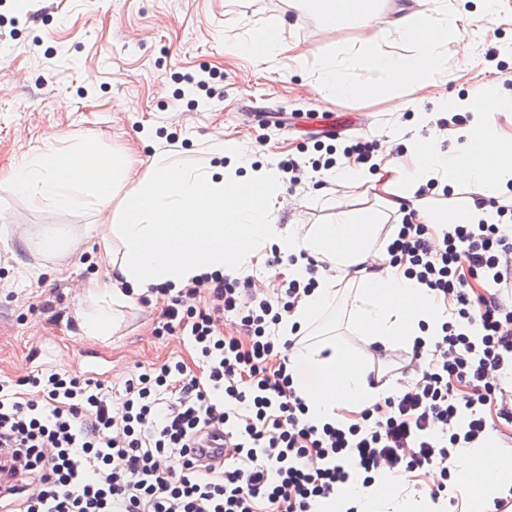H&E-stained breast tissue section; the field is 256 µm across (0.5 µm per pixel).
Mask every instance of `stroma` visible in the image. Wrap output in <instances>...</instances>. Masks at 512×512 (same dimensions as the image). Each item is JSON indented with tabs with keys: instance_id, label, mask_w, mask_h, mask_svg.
Instances as JSON below:
<instances>
[{
	"instance_id": "stroma-1",
	"label": "stroma",
	"mask_w": 512,
	"mask_h": 512,
	"mask_svg": "<svg viewBox=\"0 0 512 512\" xmlns=\"http://www.w3.org/2000/svg\"><path fill=\"white\" fill-rule=\"evenodd\" d=\"M279 18L289 42L318 53L365 35L352 20L326 28L308 0H0V221L11 245L0 249V381L53 368L103 380L117 399L132 372L171 358L195 361L188 342L156 335L162 307L152 302L123 308L113 332L83 335L77 314L90 306L84 285L103 271L99 239L88 227L101 215L46 211L3 180L46 138L94 142L104 155L124 156L136 178L147 174L156 147L203 170L218 163L208 150L212 136L235 139L248 147L252 168L290 157L302 162L297 184L280 188V222L322 225L337 211L381 203L351 188L330 193L326 172L308 164L317 137L336 133L339 148L351 138L392 140L407 161V142L431 137L444 116L437 97H463L480 85L512 90V0H498L494 14L467 33L470 56H453L447 80L403 111L392 92L323 100L284 55L270 61L225 52L226 39ZM490 48L491 62L484 58ZM204 70L207 90L187 83ZM48 224L69 231L54 255L41 246ZM48 302L55 315L43 314ZM309 332L311 342L331 337L362 352L388 390L403 383L411 347L366 349L337 308L320 313ZM86 350L97 354L90 368L81 357Z\"/></svg>"
}]
</instances>
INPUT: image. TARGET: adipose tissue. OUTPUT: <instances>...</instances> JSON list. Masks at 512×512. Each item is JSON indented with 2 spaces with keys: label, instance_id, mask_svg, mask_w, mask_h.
Segmentation results:
<instances>
[{
  "label": "adipose tissue",
  "instance_id": "adipose-tissue-1",
  "mask_svg": "<svg viewBox=\"0 0 512 512\" xmlns=\"http://www.w3.org/2000/svg\"><path fill=\"white\" fill-rule=\"evenodd\" d=\"M315 5L327 28L352 17L366 31L359 47L321 58L312 87L325 99L377 94L399 85L414 92L445 78L449 45H463L473 23L455 0H437L432 10L393 19L377 0H315ZM441 107L470 112L468 125L456 131L461 144L445 152L428 142L414 144L423 160L413 168L391 160L381 179L356 169L349 177H335L336 186L379 190L391 209L409 204L424 224L493 223L489 206L473 205L461 214L443 207L441 200L418 198L414 192L432 179L450 185L475 183L487 197L506 192L512 182V140L499 134L497 116L512 112V91L492 94L478 88L468 98L445 101ZM125 168L123 158L104 156L92 143L62 148L49 139L7 175L13 189L35 204L57 210L92 207L113 214L111 223L96 228L108 271L85 287L97 310L82 321L84 335L107 333L113 306L135 301L150 287L170 283L182 288L213 272L237 278L274 247L289 258L290 278L311 279L309 261L324 266L314 278L316 287L302 295L283 320L284 335L306 330L335 303L341 280L333 268L362 266L364 280L348 310L356 332L366 342L386 347L411 346L419 340L424 348H433L444 310L426 288L407 279L401 267L380 266L381 254L373 248L380 228L378 212L340 211L332 224L283 226L277 206L283 174L277 168L264 167L246 178L220 177L212 170L180 166L159 151L148 174L127 188L117 180ZM255 192L262 198L257 206L248 202ZM291 361L293 386L312 424L335 423L340 405L371 404L384 395L383 389L370 386L356 352L335 349L326 355L321 348L305 346ZM453 465L460 474L479 475L484 496H501L512 488V474L504 473L499 456L488 448L461 449ZM386 485L383 476L368 488L349 482L316 510L346 512L358 504L364 512H419L409 500L388 498Z\"/></svg>",
  "mask_w": 512,
  "mask_h": 512
}]
</instances>
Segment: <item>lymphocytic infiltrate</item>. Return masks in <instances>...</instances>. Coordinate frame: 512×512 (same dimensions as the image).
Wrapping results in <instances>:
<instances>
[{
    "instance_id": "obj_1",
    "label": "lymphocytic infiltrate",
    "mask_w": 512,
    "mask_h": 512,
    "mask_svg": "<svg viewBox=\"0 0 512 512\" xmlns=\"http://www.w3.org/2000/svg\"><path fill=\"white\" fill-rule=\"evenodd\" d=\"M390 264L427 288L451 316L419 380L339 426H316L288 368L294 340L272 333L315 280L264 298L214 273L175 290L159 334L182 336L198 370L171 359L124 382L121 415L105 383L43 368L0 382V512H312L351 478L371 485L436 470L447 497L458 449L512 425V226L451 224L432 236L402 220ZM485 292L473 295L469 280ZM207 294L212 308L197 299ZM234 315L244 338L225 335ZM224 429L221 469L193 454Z\"/></svg>"
}]
</instances>
